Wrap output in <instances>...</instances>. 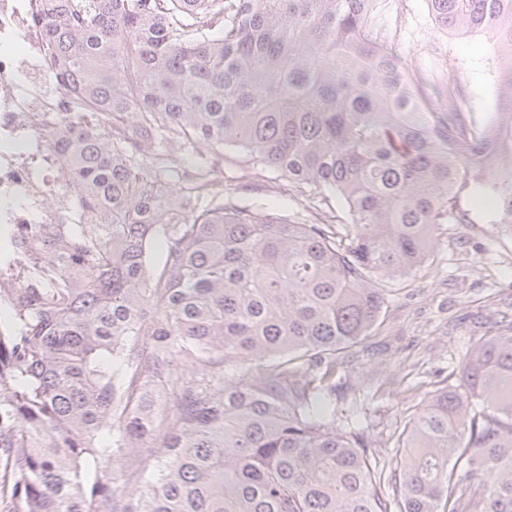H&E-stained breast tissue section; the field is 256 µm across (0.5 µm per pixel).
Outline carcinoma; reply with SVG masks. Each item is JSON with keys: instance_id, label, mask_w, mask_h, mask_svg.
Masks as SVG:
<instances>
[{"instance_id": "1", "label": "carcinoma", "mask_w": 512, "mask_h": 512, "mask_svg": "<svg viewBox=\"0 0 512 512\" xmlns=\"http://www.w3.org/2000/svg\"><path fill=\"white\" fill-rule=\"evenodd\" d=\"M503 51L478 128L375 32L378 0H41L51 80L90 121L57 136L89 216L0 288L5 512H512V329L399 433V483L336 409V374L462 194L512 219V0H429ZM160 136L190 164L158 153ZM236 150L351 224L273 217L211 179ZM161 458L112 487L105 461Z\"/></svg>"}]
</instances>
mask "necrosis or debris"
Masks as SVG:
<instances>
[{
    "label": "necrosis or debris",
    "instance_id": "1",
    "mask_svg": "<svg viewBox=\"0 0 512 512\" xmlns=\"http://www.w3.org/2000/svg\"><path fill=\"white\" fill-rule=\"evenodd\" d=\"M37 0H0V226L16 238L22 224L81 219L60 196L42 148L59 122H84L74 93L47 74L49 50L32 21Z\"/></svg>",
    "mask_w": 512,
    "mask_h": 512
}]
</instances>
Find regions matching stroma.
I'll use <instances>...</instances> for the list:
<instances>
[{
	"mask_svg": "<svg viewBox=\"0 0 512 512\" xmlns=\"http://www.w3.org/2000/svg\"><path fill=\"white\" fill-rule=\"evenodd\" d=\"M375 22L421 77L456 83L473 120L492 117L499 67L490 38L448 37L427 0H382ZM216 179L225 199L234 202L261 203L309 224L328 216L339 232L351 222L334 193L321 196L278 172L247 168L234 154ZM458 206L469 213V223L438 225L417 270L378 280L387 304L367 339L350 350L336 391L340 409L365 404L366 433L390 472L399 454L396 434L418 405L437 389L458 384L471 346L512 328V230L487 224L482 202L471 196H461ZM389 375L400 379L398 392L378 393Z\"/></svg>",
	"mask_w": 512,
	"mask_h": 512,
	"instance_id": "1",
	"label": "stroma"
}]
</instances>
